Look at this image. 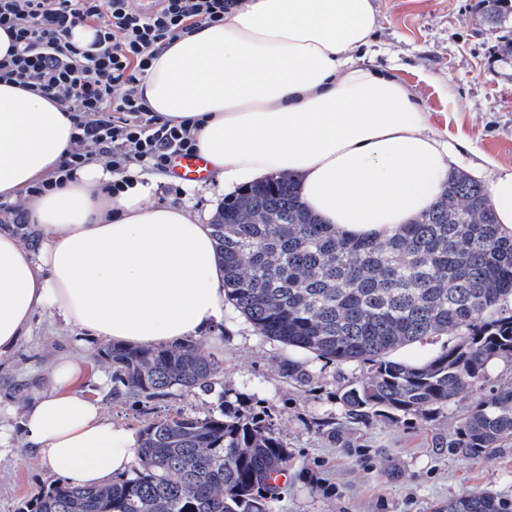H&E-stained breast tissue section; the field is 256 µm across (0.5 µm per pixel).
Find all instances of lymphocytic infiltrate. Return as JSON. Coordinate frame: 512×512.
<instances>
[{"label":"lymphocytic infiltrate","mask_w":512,"mask_h":512,"mask_svg":"<svg viewBox=\"0 0 512 512\" xmlns=\"http://www.w3.org/2000/svg\"><path fill=\"white\" fill-rule=\"evenodd\" d=\"M228 3L155 0L149 12L131 0H0V29L11 41L0 82L41 95L74 121L72 148L34 194L94 161L111 169L118 193L130 167L166 175L174 155L196 153L191 127L160 121L146 107L140 78L171 41L223 22ZM78 28L91 31L88 43L74 41Z\"/></svg>","instance_id":"obj_1"}]
</instances>
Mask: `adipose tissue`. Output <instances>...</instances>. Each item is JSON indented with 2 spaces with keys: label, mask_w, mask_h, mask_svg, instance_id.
<instances>
[{
  "label": "adipose tissue",
  "mask_w": 512,
  "mask_h": 512,
  "mask_svg": "<svg viewBox=\"0 0 512 512\" xmlns=\"http://www.w3.org/2000/svg\"><path fill=\"white\" fill-rule=\"evenodd\" d=\"M372 0H234L157 55L141 78L161 120L193 123L200 154L231 192L282 172L320 223L351 237L390 234L442 194L455 163L428 113L395 76L366 66ZM73 122L49 100L0 84V199L34 237L0 229V357L51 309L80 333L49 387L22 404L27 452L60 481L104 485L138 459L136 431L108 417L107 373L76 387L93 344L171 347L224 321V273L210 225L152 201L158 181L131 175L113 193L93 162L41 196L71 147Z\"/></svg>",
  "instance_id": "ef3b65f1"
}]
</instances>
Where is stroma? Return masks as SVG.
Here are the masks:
<instances>
[{"instance_id": "stroma-1", "label": "stroma", "mask_w": 512, "mask_h": 512, "mask_svg": "<svg viewBox=\"0 0 512 512\" xmlns=\"http://www.w3.org/2000/svg\"><path fill=\"white\" fill-rule=\"evenodd\" d=\"M476 0H373L378 27L364 62L397 75L429 114V129L451 149L457 169L483 185L512 174V58L501 47L511 37L484 25ZM215 179L186 191L162 185L158 201L187 206L202 220L223 204ZM77 331L51 311H40L17 350L0 359V426L21 445V412L14 403L32 380L47 379L52 358L76 352ZM205 347L224 362V383L241 410L275 419L291 453L288 477L274 512H443L463 490L512 496V448L477 461L432 445L447 434L466 402L451 404L433 422L408 415L372 425L344 419L342 389L364 377L360 362L311 361V383L288 379L292 352L259 336L226 306L223 326ZM54 475L28 455L0 456V512H22Z\"/></svg>"}]
</instances>
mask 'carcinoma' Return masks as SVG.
I'll return each mask as SVG.
<instances>
[{
    "label": "carcinoma",
    "mask_w": 512,
    "mask_h": 512,
    "mask_svg": "<svg viewBox=\"0 0 512 512\" xmlns=\"http://www.w3.org/2000/svg\"><path fill=\"white\" fill-rule=\"evenodd\" d=\"M484 23H512V0H478ZM224 269V297L257 334L304 355L285 372L311 382L308 358L358 361L367 375L342 390L345 415L437 418L470 404L448 437L434 444L469 460L512 447V376L494 382L489 367L512 368V235L502 234L487 189L458 172L424 214L400 231L351 239L306 211L285 174L224 199L211 224ZM454 336L428 357L404 347ZM112 395L149 404L196 391L217 392L203 416L177 408L139 430V462L108 485L62 483L40 490L26 512H273L272 475L291 454L273 417L243 413L228 399L222 362L204 343L174 348L108 345ZM444 512H512L491 490L448 499Z\"/></svg>",
    "instance_id": "cac0c4a2"
}]
</instances>
